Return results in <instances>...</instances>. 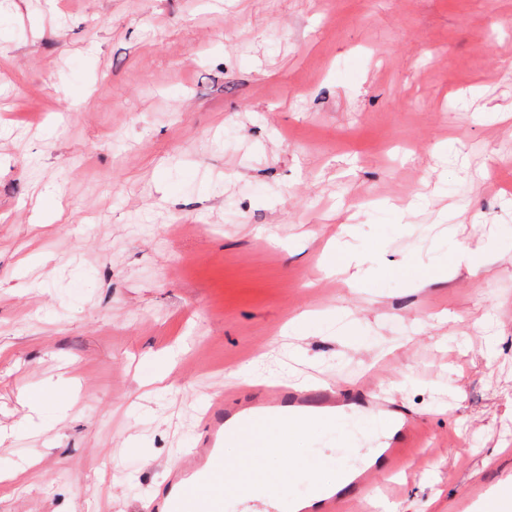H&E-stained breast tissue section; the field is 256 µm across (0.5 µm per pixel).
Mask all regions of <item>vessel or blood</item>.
<instances>
[{"mask_svg": "<svg viewBox=\"0 0 512 512\" xmlns=\"http://www.w3.org/2000/svg\"><path fill=\"white\" fill-rule=\"evenodd\" d=\"M379 413L385 430L381 465H365L354 473L348 492L328 495L302 512H336L337 504L352 505L363 500L379 469L391 468L404 449L414 447L412 419L390 403L381 386L365 391ZM345 399L341 385L314 381L305 385L271 382L259 385L257 398L247 405L234 395L209 399L201 415V438L197 447L183 452L174 466L165 492L142 504V512H224L228 498H236L239 512H279L275 504L251 499L238 469L224 458L226 442L237 443L244 458L251 459L269 446L272 428L312 414L332 416Z\"/></svg>", "mask_w": 512, "mask_h": 512, "instance_id": "b4317fda", "label": "vessel or blood"}]
</instances>
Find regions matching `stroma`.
Segmentation results:
<instances>
[{
    "instance_id": "obj_1",
    "label": "stroma",
    "mask_w": 512,
    "mask_h": 512,
    "mask_svg": "<svg viewBox=\"0 0 512 512\" xmlns=\"http://www.w3.org/2000/svg\"><path fill=\"white\" fill-rule=\"evenodd\" d=\"M509 65L512 0L0 10V512H130L258 357L391 384L396 512L512 490Z\"/></svg>"
}]
</instances>
